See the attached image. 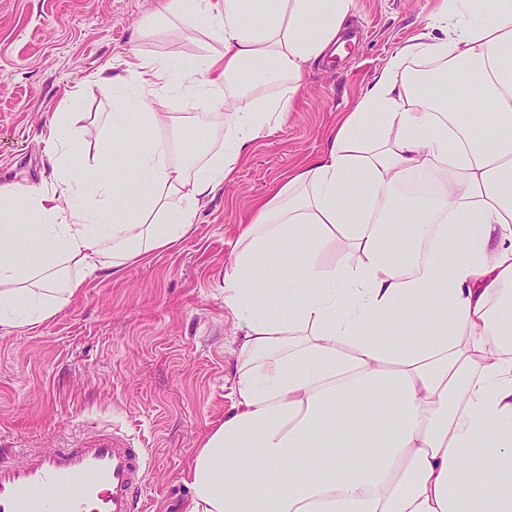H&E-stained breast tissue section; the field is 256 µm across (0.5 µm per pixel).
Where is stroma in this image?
<instances>
[{"label": "stroma", "mask_w": 512, "mask_h": 512, "mask_svg": "<svg viewBox=\"0 0 512 512\" xmlns=\"http://www.w3.org/2000/svg\"><path fill=\"white\" fill-rule=\"evenodd\" d=\"M439 0H355L342 52L312 63L286 123L250 142L232 181L200 208L192 236L116 276L88 278L52 319L0 328V446L53 448L109 425L148 449L146 512H181L197 441L232 405L235 338L224 271L256 203L321 155L388 54L425 32ZM161 0H0V181L48 188L38 139L65 93L81 90L86 140L127 90L87 85L131 52L180 71L209 44L207 25L158 20ZM203 98L169 101L171 130L207 120Z\"/></svg>", "instance_id": "obj_1"}]
</instances>
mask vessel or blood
<instances>
[{
  "label": "vessel or blood",
  "instance_id": "obj_1",
  "mask_svg": "<svg viewBox=\"0 0 512 512\" xmlns=\"http://www.w3.org/2000/svg\"><path fill=\"white\" fill-rule=\"evenodd\" d=\"M147 466L108 426L56 448H0V512H143Z\"/></svg>",
  "mask_w": 512,
  "mask_h": 512
}]
</instances>
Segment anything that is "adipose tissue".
<instances>
[{
    "mask_svg": "<svg viewBox=\"0 0 512 512\" xmlns=\"http://www.w3.org/2000/svg\"><path fill=\"white\" fill-rule=\"evenodd\" d=\"M353 8L164 0L165 15L205 20L212 47L180 72L135 52L122 72L92 75L132 90L156 133L131 173L98 176L125 113L100 116L92 153L77 113L62 112L45 136L51 188L0 186V327L40 325L90 275L191 236L201 202L284 121ZM429 26L238 241L224 272L235 404L199 440L185 512H512V0H441ZM415 61L465 76L472 111L418 96ZM177 83L208 100L221 135L195 170L198 140L168 133ZM418 171L436 187L412 197ZM338 243L341 261L323 264ZM274 254L288 280L269 276Z\"/></svg>",
    "mask_w": 512,
    "mask_h": 512,
    "instance_id": "obj_1",
    "label": "adipose tissue"
}]
</instances>
